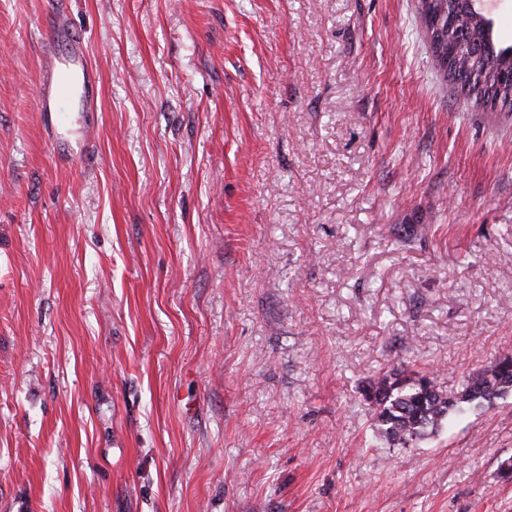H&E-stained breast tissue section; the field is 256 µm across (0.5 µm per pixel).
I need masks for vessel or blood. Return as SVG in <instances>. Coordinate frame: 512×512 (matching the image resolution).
I'll list each match as a JSON object with an SVG mask.
<instances>
[{"instance_id": "b4317fda", "label": "vessel or blood", "mask_w": 512, "mask_h": 512, "mask_svg": "<svg viewBox=\"0 0 512 512\" xmlns=\"http://www.w3.org/2000/svg\"><path fill=\"white\" fill-rule=\"evenodd\" d=\"M42 35L49 51L41 68L36 102L48 126L61 127L72 112L99 111V75L89 60L82 33L70 25L60 7L46 13Z\"/></svg>"}]
</instances>
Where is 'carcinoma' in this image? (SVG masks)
Segmentation results:
<instances>
[{"label":"carcinoma","mask_w":512,"mask_h":512,"mask_svg":"<svg viewBox=\"0 0 512 512\" xmlns=\"http://www.w3.org/2000/svg\"><path fill=\"white\" fill-rule=\"evenodd\" d=\"M428 9L441 16L440 32L427 30L434 62L440 46L451 48L448 73L465 96L512 112V91H497L501 77L512 75V46L498 47L493 26L481 13L464 11L462 0H428ZM512 392V355L503 356L470 373L458 391L442 389L430 372L389 371L370 381L366 398L373 405L375 438L390 447H404L441 431L450 416L482 408Z\"/></svg>","instance_id":"carcinoma-1"}]
</instances>
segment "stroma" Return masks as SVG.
Returning a JSON list of instances; mask_svg holds the SVG:
<instances>
[{
    "instance_id": "stroma-1",
    "label": "stroma",
    "mask_w": 512,
    "mask_h": 512,
    "mask_svg": "<svg viewBox=\"0 0 512 512\" xmlns=\"http://www.w3.org/2000/svg\"><path fill=\"white\" fill-rule=\"evenodd\" d=\"M0 0V512H512V394L407 448L364 391L512 354V112L419 0H67L103 96H34Z\"/></svg>"
}]
</instances>
